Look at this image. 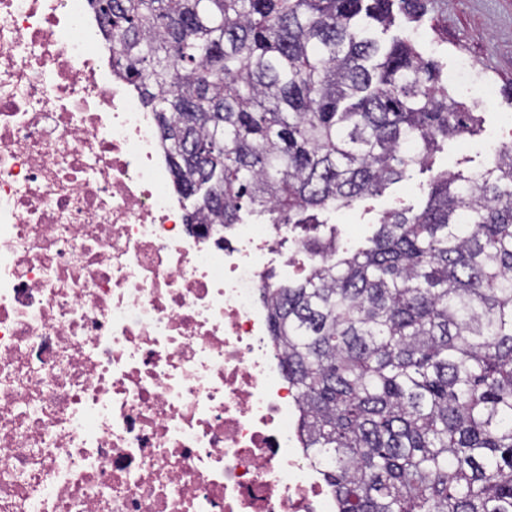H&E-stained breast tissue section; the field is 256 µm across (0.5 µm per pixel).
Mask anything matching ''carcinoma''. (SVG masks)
Returning a JSON list of instances; mask_svg holds the SVG:
<instances>
[{"mask_svg": "<svg viewBox=\"0 0 512 512\" xmlns=\"http://www.w3.org/2000/svg\"><path fill=\"white\" fill-rule=\"evenodd\" d=\"M112 67L154 113L191 223L274 224L432 169L482 115L448 93L399 16L433 0H88ZM435 172L350 253L267 285L304 449L337 512H512V146Z\"/></svg>", "mask_w": 512, "mask_h": 512, "instance_id": "carcinoma-1", "label": "carcinoma"}]
</instances>
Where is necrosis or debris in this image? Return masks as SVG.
Instances as JSON below:
<instances>
[{
	"label": "necrosis or debris",
	"instance_id": "necrosis-or-debris-1",
	"mask_svg": "<svg viewBox=\"0 0 512 512\" xmlns=\"http://www.w3.org/2000/svg\"><path fill=\"white\" fill-rule=\"evenodd\" d=\"M88 0H0V512H336L271 344L281 224L186 221Z\"/></svg>",
	"mask_w": 512,
	"mask_h": 512
}]
</instances>
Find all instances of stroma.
Here are the masks:
<instances>
[{"instance_id":"1","label":"stroma","mask_w":512,"mask_h":512,"mask_svg":"<svg viewBox=\"0 0 512 512\" xmlns=\"http://www.w3.org/2000/svg\"><path fill=\"white\" fill-rule=\"evenodd\" d=\"M418 27L425 32L436 29L434 41L425 43L423 51L439 58L446 70L465 58L495 85V96L483 110L481 131L445 143L434 157L432 171L484 170L493 162V145L512 138V0H435ZM432 171L409 170L383 195L357 201L349 209L319 212L317 236L341 234L346 248L359 247L385 212L424 202Z\"/></svg>"}]
</instances>
